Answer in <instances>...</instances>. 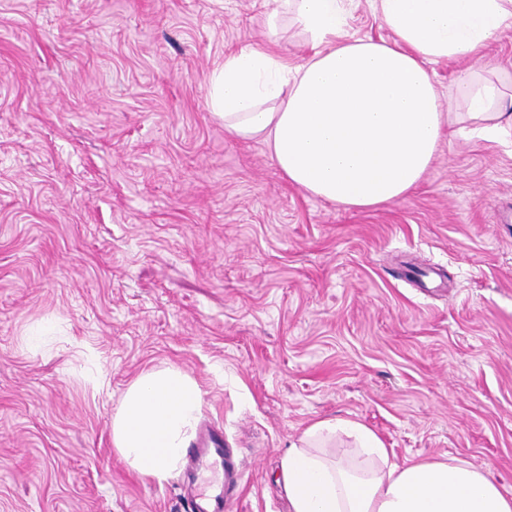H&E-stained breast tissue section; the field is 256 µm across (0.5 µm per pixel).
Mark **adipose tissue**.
<instances>
[{"label": "adipose tissue", "instance_id": "ef3b65f1", "mask_svg": "<svg viewBox=\"0 0 512 512\" xmlns=\"http://www.w3.org/2000/svg\"><path fill=\"white\" fill-rule=\"evenodd\" d=\"M314 52L289 67L277 40L225 58L209 104L227 134L258 139L288 182L344 208L399 201L423 180L450 128L431 63L485 58L512 29V0H377L393 41L343 40L341 0H281ZM468 117L487 136L512 130L500 89L462 75ZM202 392L174 367L140 375L112 418V445L139 475L164 481L182 461ZM357 444L358 465L331 458L337 434ZM291 512H512V493L490 472L454 458L391 460L378 436L344 419H320L282 459Z\"/></svg>", "mask_w": 512, "mask_h": 512}]
</instances>
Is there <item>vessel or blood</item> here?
Instances as JSON below:
<instances>
[{
    "instance_id": "obj_1",
    "label": "vessel or blood",
    "mask_w": 512,
    "mask_h": 512,
    "mask_svg": "<svg viewBox=\"0 0 512 512\" xmlns=\"http://www.w3.org/2000/svg\"><path fill=\"white\" fill-rule=\"evenodd\" d=\"M189 469L194 473L210 470L224 474L222 483L207 490H188L189 512H225L227 501L236 491L243 488L245 483L243 469L228 457L221 438L214 433L208 434L204 441L190 449Z\"/></svg>"
}]
</instances>
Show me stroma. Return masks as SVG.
Returning <instances> with one entry per match:
<instances>
[{"instance_id":"35a3bbf8","label":"stroma","mask_w":512,"mask_h":512,"mask_svg":"<svg viewBox=\"0 0 512 512\" xmlns=\"http://www.w3.org/2000/svg\"><path fill=\"white\" fill-rule=\"evenodd\" d=\"M271 10L0 0V512H187L186 465L158 483L111 440L167 366L245 467L228 512H289L281 460L324 418L512 492V134L442 143L391 204L310 195L208 105ZM342 35L392 37L375 0ZM466 66H432L444 111ZM478 71L512 95V30Z\"/></svg>"}]
</instances>
